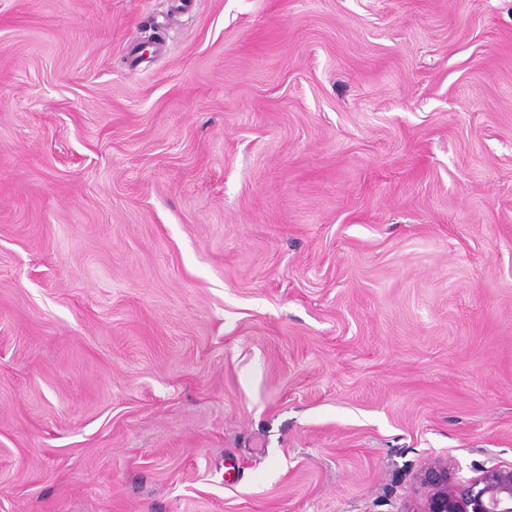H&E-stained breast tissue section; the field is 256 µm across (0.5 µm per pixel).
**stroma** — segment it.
Masks as SVG:
<instances>
[{
	"label": "stroma",
	"mask_w": 512,
	"mask_h": 512,
	"mask_svg": "<svg viewBox=\"0 0 512 512\" xmlns=\"http://www.w3.org/2000/svg\"><path fill=\"white\" fill-rule=\"evenodd\" d=\"M433 460L512 466V0H0V512Z\"/></svg>",
	"instance_id": "35a3bbf8"
}]
</instances>
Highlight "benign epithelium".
Returning a JSON list of instances; mask_svg holds the SVG:
<instances>
[{"instance_id": "1", "label": "benign epithelium", "mask_w": 512, "mask_h": 512, "mask_svg": "<svg viewBox=\"0 0 512 512\" xmlns=\"http://www.w3.org/2000/svg\"><path fill=\"white\" fill-rule=\"evenodd\" d=\"M448 461L424 467L420 483L426 489L418 512H512V467L492 468L466 481L448 479Z\"/></svg>"}]
</instances>
